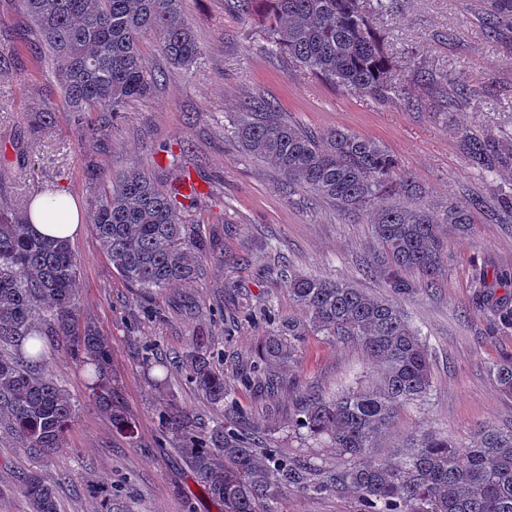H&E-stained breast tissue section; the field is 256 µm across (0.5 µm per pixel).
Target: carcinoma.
Segmentation results:
<instances>
[{
    "label": "carcinoma",
    "instance_id": "1",
    "mask_svg": "<svg viewBox=\"0 0 512 512\" xmlns=\"http://www.w3.org/2000/svg\"><path fill=\"white\" fill-rule=\"evenodd\" d=\"M243 13L257 15L267 29V49L319 79L380 101L414 99L422 82L448 84V76L418 72L400 77L373 30L370 16L393 11L395 0H239ZM31 37L4 27L0 39L13 54L43 49L56 62L58 103L34 110L30 134L37 138L59 116L81 127L96 144L132 99L144 97L163 76L153 71L141 40L154 35L174 64L190 70L201 52L182 10V0H20ZM512 15V0H494L486 17L489 32L499 17ZM479 90L456 83L441 94L439 107L450 114ZM230 134L251 156L273 165L291 192L305 189L332 201L347 216L370 214L380 246L371 272H382L397 296L431 289L445 266L444 231L465 232L478 199L450 200L436 211L421 203L423 190L400 171L397 158L379 142L344 129L315 135L288 121L268 100L248 98L233 118ZM463 150L472 167L493 175L509 158L487 141L467 136ZM97 192L92 231L122 280L148 294L196 281L202 259L221 253L219 234L201 237L186 214L198 191L182 171L158 184L140 165L117 173L96 164L89 170ZM406 197L414 203L382 205ZM34 200L0 208V421L25 447L39 455L66 451L64 439L73 404L65 389L31 370L39 366L45 340L61 336L86 368L92 397L109 414L112 427L135 438L136 425L112 384L111 354L90 326L79 327L76 295L79 264L67 239L39 236L30 227ZM415 271L418 281L403 276ZM291 299L303 311L263 337L253 372L284 364L309 335L351 340L382 370L380 382L363 390L328 396L305 385L297 390L289 421L293 432L326 440L347 459L332 469L318 456L291 458L258 448L264 432L243 435L232 424L206 431L172 399L156 405L164 433L174 436L178 453L196 482L223 512H269V504L291 488L357 494L361 512H512V426L485 425L471 448L448 437L421 434L400 461L375 456L381 437L402 408L425 400L432 388L431 354L419 330L393 301L373 297L352 282L275 269ZM494 321L512 329V299L492 309ZM144 363L167 375L173 369L213 404L229 396L224 373L211 362V342L203 332L188 349L172 356L148 355ZM493 375L503 395L512 397V357ZM30 512H58L56 491L37 475L22 481Z\"/></svg>",
    "mask_w": 512,
    "mask_h": 512
}]
</instances>
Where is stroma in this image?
Here are the masks:
<instances>
[{"mask_svg":"<svg viewBox=\"0 0 512 512\" xmlns=\"http://www.w3.org/2000/svg\"><path fill=\"white\" fill-rule=\"evenodd\" d=\"M392 14L371 24L399 74L417 71L447 75L479 88V98L459 104L451 120L437 113V90L416 88L418 107L397 98L381 103L334 87L296 66L286 55L265 50V31L257 17L238 11L235 0H183L203 53V63L187 71L170 63L154 37L142 46L165 79L144 98L128 102L96 151L80 128L65 119L40 141L29 134V110L43 99L59 100L50 57L28 54L0 71V154L23 153L24 167L0 166V204L13 205L46 186L66 192L90 219L95 194L86 167L100 159L120 169L136 162L159 183L189 169L202 190L193 209L203 230L232 223L225 235V261H204L199 279L163 292L156 316L144 315L143 296L120 279L102 253L91 227L71 241L80 262L77 308L80 324L95 328L112 357V377L137 426L128 442L110 417L90 398L82 366L58 340L45 344L42 372L62 386L73 403L66 434L67 454L39 456L0 427V512H29L19 490L24 475L54 485L60 512H99L93 489L112 485V512H221L195 482L173 449H161L158 401L175 397L191 416L212 421L223 407L212 404L184 372L172 371L156 385L155 371L140 364L142 345L162 352L187 348L203 330L221 353L233 404L247 425L265 430L268 447L295 457L316 448L333 466L340 459L326 444H311L288 428L294 384L301 381L326 393L378 378L362 348L353 341L309 336L293 360L274 366L275 393L239 384L256 359L265 322L250 323L245 313L270 308L281 317L298 316L285 286L259 278V269L287 262L294 270L353 281L366 293H387L381 276L365 271L375 250L367 216L344 218L332 202L298 190L286 192L274 166L245 153L228 127L249 97L277 104L288 120L317 134L346 129L376 140L395 155L403 171L423 189L422 202L438 209L449 198L480 199L469 233L446 236L448 263L431 292L406 302L413 324L432 356L433 386L426 400L401 410L383 437L386 449L410 436L444 433L460 446L473 444L480 426L512 424V398L504 396L491 373L512 356V332L492 330L488 301L477 300L479 271L495 279L496 297L512 294V218L501 191L512 188V165L486 176L471 167L462 150L467 135L487 139L512 154V17L488 35L484 19L492 0H397ZM358 496L291 490L271 512H360Z\"/></svg>","mask_w":512,"mask_h":512,"instance_id":"35a3bbf8","label":"stroma"}]
</instances>
